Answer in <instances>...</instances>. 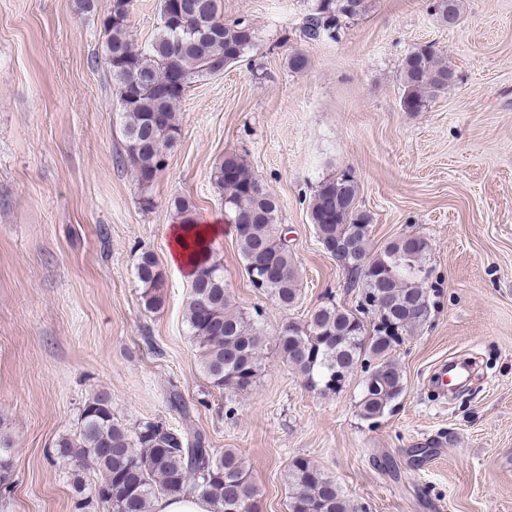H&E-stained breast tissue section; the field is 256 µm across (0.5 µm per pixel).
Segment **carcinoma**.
<instances>
[{
    "label": "carcinoma",
    "instance_id": "carcinoma-1",
    "mask_svg": "<svg viewBox=\"0 0 512 512\" xmlns=\"http://www.w3.org/2000/svg\"><path fill=\"white\" fill-rule=\"evenodd\" d=\"M182 25L161 20L151 43L142 48L130 34L132 0H112L104 18L106 47L112 58L106 64L118 91L124 118L125 155L138 185L154 181L164 169L166 151L180 132L179 107L186 88L244 61L255 33L243 20L224 22L221 0H184ZM442 22L448 13L460 20L462 0H433ZM368 0H315L306 35L334 37L343 20L366 13ZM177 71L188 83L168 87L169 74ZM456 69L430 45L411 50L402 60L400 106L405 112H422L435 97L456 84ZM215 178L224 189V208L234 224L246 274L262 267L279 275L253 287L269 294L284 307L297 297L295 263L288 245V228L277 223L278 201L244 163L234 155L224 157ZM359 185L350 174L321 182L309 203V220L325 247L352 240L348 272L360 293L380 309L367 326L359 321V307L330 303L316 309L301 326H288L269 336L260 326V312L236 309L224 282V270L211 245L196 231L193 205L176 198L173 209L179 223L192 233L183 246L194 265L185 309L189 333L199 350L202 371L212 387L228 397L251 390L262 370L263 352L275 351L303 380L323 394L342 389L360 368L373 387L362 386L358 401L361 417L382 416L403 392V376L389 358L404 336L416 333L430 314L428 288L429 243L415 238L405 248L400 237L372 253L369 216L357 209ZM144 308H160L164 278L157 263L142 254L136 267ZM169 408L185 421L181 430L163 421L147 420L125 426L112 414L107 394L88 399L76 432L59 437L55 455L75 472L92 471L93 485L74 482L75 512H92L104 505L109 512H153L161 497L193 495L205 500L211 512H256V487L245 460L233 449L220 451L206 436L191 428V411L181 391H167ZM13 464L6 446L0 447V487L9 488ZM289 512H349L336 480L304 457L292 459L285 470Z\"/></svg>",
    "mask_w": 512,
    "mask_h": 512
}]
</instances>
